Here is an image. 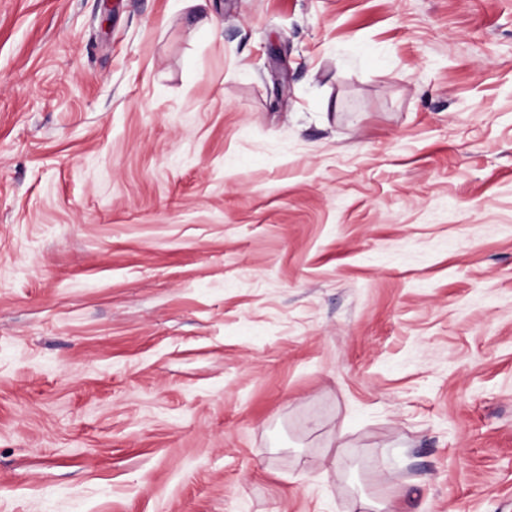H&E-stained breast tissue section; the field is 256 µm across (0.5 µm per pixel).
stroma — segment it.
Wrapping results in <instances>:
<instances>
[{
  "mask_svg": "<svg viewBox=\"0 0 512 512\" xmlns=\"http://www.w3.org/2000/svg\"><path fill=\"white\" fill-rule=\"evenodd\" d=\"M512 512V0H0V512Z\"/></svg>",
  "mask_w": 512,
  "mask_h": 512,
  "instance_id": "obj_1",
  "label": "stroma"
}]
</instances>
